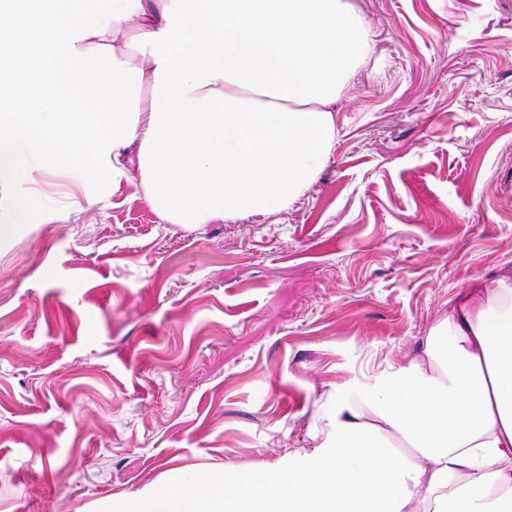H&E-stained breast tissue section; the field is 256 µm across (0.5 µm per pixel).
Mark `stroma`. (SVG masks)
Listing matches in <instances>:
<instances>
[{
    "instance_id": "obj_1",
    "label": "stroma",
    "mask_w": 512,
    "mask_h": 512,
    "mask_svg": "<svg viewBox=\"0 0 512 512\" xmlns=\"http://www.w3.org/2000/svg\"><path fill=\"white\" fill-rule=\"evenodd\" d=\"M353 3L369 53L288 210L174 224L135 172L91 206L76 173L0 185V512L287 464L512 267V0ZM44 209V198L40 196H26L14 203V215L17 221L26 222Z\"/></svg>"
}]
</instances>
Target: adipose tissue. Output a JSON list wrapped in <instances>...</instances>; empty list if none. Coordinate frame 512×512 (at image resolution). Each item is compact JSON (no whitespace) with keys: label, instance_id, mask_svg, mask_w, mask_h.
Instances as JSON below:
<instances>
[{"label":"adipose tissue","instance_id":"1","mask_svg":"<svg viewBox=\"0 0 512 512\" xmlns=\"http://www.w3.org/2000/svg\"><path fill=\"white\" fill-rule=\"evenodd\" d=\"M367 50L351 0H0V185H102L129 162L177 224L285 211ZM328 427L288 471L175 475L117 512H512V270L457 293L421 356L339 392Z\"/></svg>","mask_w":512,"mask_h":512}]
</instances>
